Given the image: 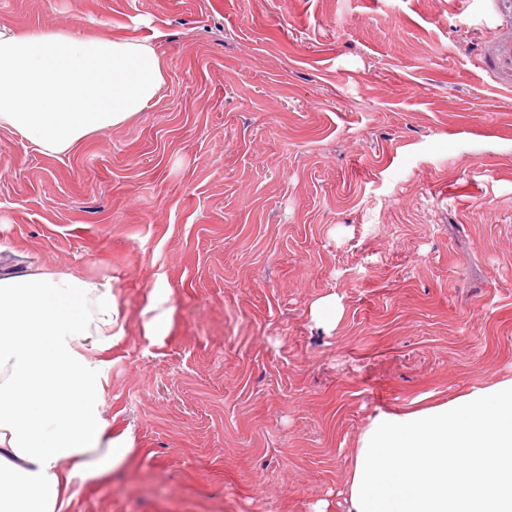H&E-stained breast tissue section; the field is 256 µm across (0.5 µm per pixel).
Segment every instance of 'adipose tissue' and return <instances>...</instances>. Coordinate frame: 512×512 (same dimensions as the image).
<instances>
[{
	"instance_id": "1",
	"label": "adipose tissue",
	"mask_w": 512,
	"mask_h": 512,
	"mask_svg": "<svg viewBox=\"0 0 512 512\" xmlns=\"http://www.w3.org/2000/svg\"><path fill=\"white\" fill-rule=\"evenodd\" d=\"M166 78L146 42L0 29V126L47 156L144 111ZM124 334L111 280L0 276V512H72L132 453L100 402ZM344 495L346 512H512V377L375 417Z\"/></svg>"
}]
</instances>
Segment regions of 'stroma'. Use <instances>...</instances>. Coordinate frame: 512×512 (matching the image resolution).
I'll return each instance as SVG.
<instances>
[{
	"instance_id": "stroma-1",
	"label": "stroma",
	"mask_w": 512,
	"mask_h": 512,
	"mask_svg": "<svg viewBox=\"0 0 512 512\" xmlns=\"http://www.w3.org/2000/svg\"><path fill=\"white\" fill-rule=\"evenodd\" d=\"M2 27L167 65L65 155L0 126V271L112 280L125 319L103 410L135 449L74 512H313L380 413L512 377L493 0H0ZM314 317L330 321L336 325L343 314V306L338 298L326 297L318 300L312 306Z\"/></svg>"
}]
</instances>
